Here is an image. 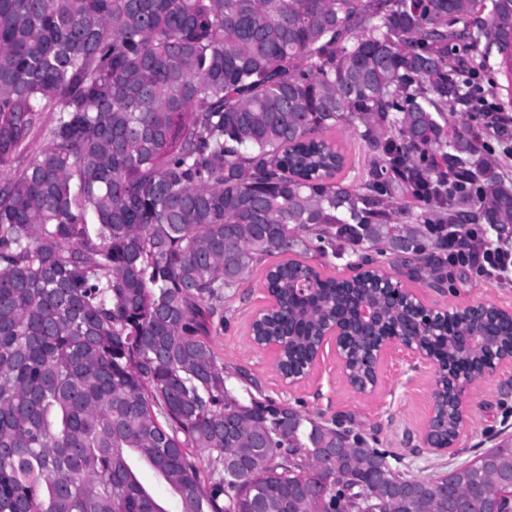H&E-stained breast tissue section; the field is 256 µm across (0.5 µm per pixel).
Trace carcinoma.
<instances>
[{
	"instance_id": "obj_1",
	"label": "carcinoma",
	"mask_w": 512,
	"mask_h": 512,
	"mask_svg": "<svg viewBox=\"0 0 512 512\" xmlns=\"http://www.w3.org/2000/svg\"><path fill=\"white\" fill-rule=\"evenodd\" d=\"M494 52L512 71V0H0V512H294L325 450L328 512H432L435 479L240 396L207 336L265 256L386 245L434 273L428 227L508 235V174L459 111ZM337 126L372 152L356 185L336 179ZM266 287L253 342L295 368L340 284L288 260ZM454 471L484 512L512 441Z\"/></svg>"
}]
</instances>
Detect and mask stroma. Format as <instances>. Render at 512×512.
I'll use <instances>...</instances> for the list:
<instances>
[{
  "label": "stroma",
  "mask_w": 512,
  "mask_h": 512,
  "mask_svg": "<svg viewBox=\"0 0 512 512\" xmlns=\"http://www.w3.org/2000/svg\"><path fill=\"white\" fill-rule=\"evenodd\" d=\"M280 261L277 255L266 257L239 288L227 292L226 322L213 329L209 337L218 362L245 373V380L231 382L240 396L285 401L322 421L342 419L366 437L376 438L379 447L401 457L421 477L472 460L492 441L512 438V391L501 390L499 379L494 378L470 388L469 422L457 451L443 456L429 451L421 436L432 409L437 372L430 366L410 371L398 354L383 363L378 392L369 398L346 385L338 363L330 355L323 357L302 384L286 385L275 367L274 352L255 347L249 337L252 314L268 302L265 271ZM380 267L418 290L431 307L462 308L486 300L512 307V284L480 278L462 267L443 268L437 288L430 275L414 272L412 265L398 257L383 256Z\"/></svg>",
  "instance_id": "obj_1"
}]
</instances>
